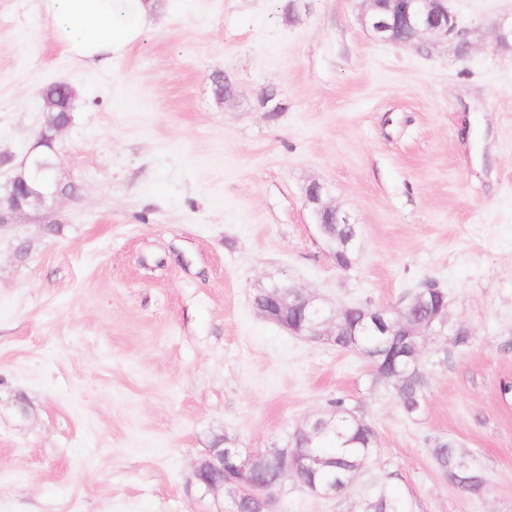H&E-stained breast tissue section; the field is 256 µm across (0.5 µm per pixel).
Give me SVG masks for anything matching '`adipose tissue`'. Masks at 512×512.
<instances>
[{"label":"adipose tissue","instance_id":"adipose-tissue-1","mask_svg":"<svg viewBox=\"0 0 512 512\" xmlns=\"http://www.w3.org/2000/svg\"><path fill=\"white\" fill-rule=\"evenodd\" d=\"M53 31L76 62L111 65L151 21L153 0H42Z\"/></svg>","mask_w":512,"mask_h":512}]
</instances>
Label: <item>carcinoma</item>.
Here are the masks:
<instances>
[{"label":"carcinoma","mask_w":512,"mask_h":512,"mask_svg":"<svg viewBox=\"0 0 512 512\" xmlns=\"http://www.w3.org/2000/svg\"><path fill=\"white\" fill-rule=\"evenodd\" d=\"M44 103L51 105L47 113L46 128L43 131L44 147L41 160L45 172L51 173L56 167L54 155L47 151L52 134L60 124H69L74 99L72 89L63 83H55L42 92ZM375 310L369 305L360 306V315L345 320L343 328L346 335L336 337V347L360 354L374 369L385 367L402 350L412 343H421L419 336H393L391 341L378 336L366 324H358L360 316ZM427 385L426 375L420 368L410 372L394 386L402 409L409 415L420 413L424 391ZM320 429L314 437L292 440V448L298 453L315 456L319 460L318 468L303 477L304 487L311 492L318 491L330 483H336V492H341L367 462L376 445L373 428L356 417L342 400L334 402V410L327 419L319 420ZM438 470L443 476L453 480L461 490L478 494L486 481L482 468L473 460L461 454L450 442H440L432 450ZM278 477V472L258 459L247 478L255 483L270 481ZM363 512H404L399 501L381 490L364 503Z\"/></svg>","instance_id":"cac0c4a2"}]
</instances>
